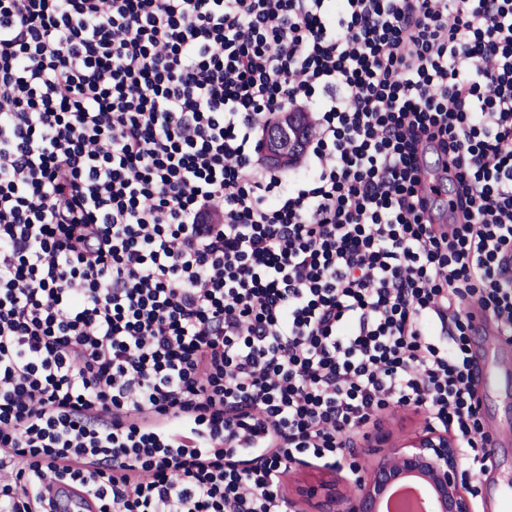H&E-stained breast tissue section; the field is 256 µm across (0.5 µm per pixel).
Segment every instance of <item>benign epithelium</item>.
I'll return each instance as SVG.
<instances>
[{"mask_svg":"<svg viewBox=\"0 0 512 512\" xmlns=\"http://www.w3.org/2000/svg\"><path fill=\"white\" fill-rule=\"evenodd\" d=\"M260 150L270 164L286 165L292 160L272 132L262 133ZM378 442L386 450L356 483L342 475H328L312 485L299 467L293 470L295 495L313 505L315 512H383L394 488L417 480L428 488L434 512H475L471 476L464 468L467 452L457 435L431 426L399 444L390 443L387 433L378 436Z\"/></svg>","mask_w":512,"mask_h":512,"instance_id":"benign-epithelium-1","label":"benign epithelium"}]
</instances>
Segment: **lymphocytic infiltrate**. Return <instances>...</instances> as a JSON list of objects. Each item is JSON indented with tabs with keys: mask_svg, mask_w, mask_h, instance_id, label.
Wrapping results in <instances>:
<instances>
[{
	"mask_svg": "<svg viewBox=\"0 0 512 512\" xmlns=\"http://www.w3.org/2000/svg\"><path fill=\"white\" fill-rule=\"evenodd\" d=\"M475 305L512 341V0H0V512H292L394 407L482 473ZM260 150L262 159L270 164L288 165L293 159L273 132L262 133ZM56 510L61 512H94L91 500L76 487H51Z\"/></svg>",
	"mask_w": 512,
	"mask_h": 512,
	"instance_id": "obj_1",
	"label": "lymphocytic infiltrate"
}]
</instances>
